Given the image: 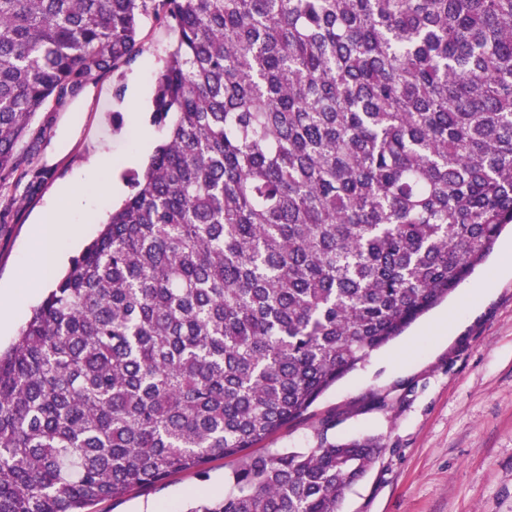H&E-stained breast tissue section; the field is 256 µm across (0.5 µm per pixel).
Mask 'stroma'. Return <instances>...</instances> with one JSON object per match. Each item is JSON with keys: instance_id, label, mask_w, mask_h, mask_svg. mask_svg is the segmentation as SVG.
I'll list each match as a JSON object with an SVG mask.
<instances>
[{"instance_id": "obj_1", "label": "stroma", "mask_w": 512, "mask_h": 512, "mask_svg": "<svg viewBox=\"0 0 512 512\" xmlns=\"http://www.w3.org/2000/svg\"><path fill=\"white\" fill-rule=\"evenodd\" d=\"M175 40L170 27L144 18L141 52L132 64L95 77L77 96L36 114L17 146L25 165L0 177V289L14 285L23 264L36 263V226L63 185H82L99 153L118 163L138 152V132L128 128L125 99L115 90L143 81V116L150 121L157 75ZM148 130L154 144L166 141L165 127L150 121ZM118 203L82 197L86 229L57 269L96 237ZM511 245L508 228L447 300L373 352L258 451L313 448L323 431L336 439L372 436L381 451L338 512H512V273L500 269ZM232 464L214 459L206 476L185 472L137 487L123 499L99 502L93 512H186L202 494L223 498Z\"/></svg>"}]
</instances>
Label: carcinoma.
Segmentation results:
<instances>
[{
  "instance_id": "obj_1",
  "label": "carcinoma",
  "mask_w": 512,
  "mask_h": 512,
  "mask_svg": "<svg viewBox=\"0 0 512 512\" xmlns=\"http://www.w3.org/2000/svg\"><path fill=\"white\" fill-rule=\"evenodd\" d=\"M174 27L133 192L0 351V512L236 464L190 512H337L371 437L251 448L512 224V0H0V172Z\"/></svg>"
}]
</instances>
